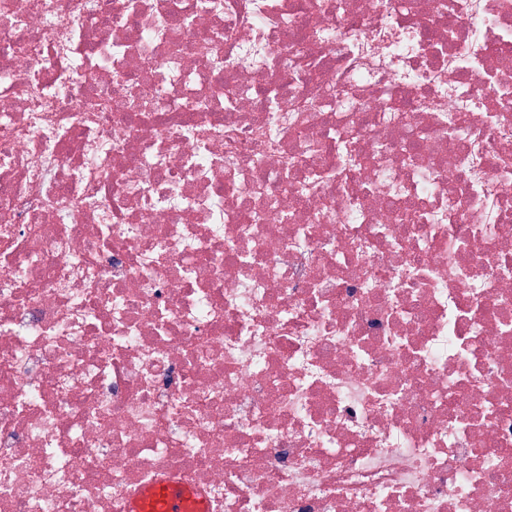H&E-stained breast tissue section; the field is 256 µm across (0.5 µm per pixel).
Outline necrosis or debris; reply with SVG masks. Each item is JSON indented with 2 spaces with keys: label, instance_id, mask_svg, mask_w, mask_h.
<instances>
[{
  "label": "necrosis or debris",
  "instance_id": "necrosis-or-debris-1",
  "mask_svg": "<svg viewBox=\"0 0 512 512\" xmlns=\"http://www.w3.org/2000/svg\"><path fill=\"white\" fill-rule=\"evenodd\" d=\"M512 512V0H0V512ZM191 491L177 482L159 479L129 499L125 511L183 512Z\"/></svg>",
  "mask_w": 512,
  "mask_h": 512
}]
</instances>
